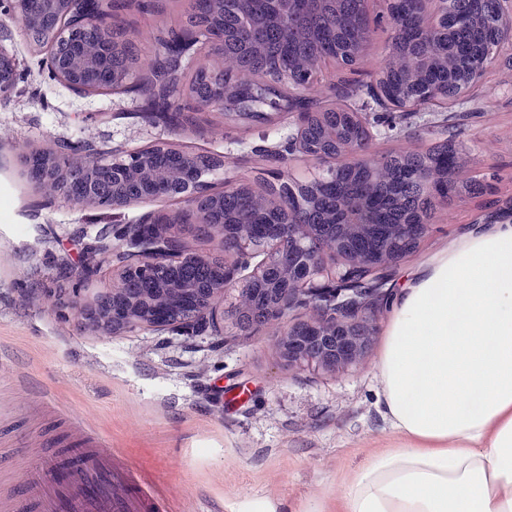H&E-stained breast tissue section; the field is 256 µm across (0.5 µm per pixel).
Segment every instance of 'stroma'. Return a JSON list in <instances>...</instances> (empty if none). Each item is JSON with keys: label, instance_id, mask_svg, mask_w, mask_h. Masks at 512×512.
<instances>
[{"label": "stroma", "instance_id": "obj_1", "mask_svg": "<svg viewBox=\"0 0 512 512\" xmlns=\"http://www.w3.org/2000/svg\"><path fill=\"white\" fill-rule=\"evenodd\" d=\"M167 3L157 0L150 14L119 12L134 33L136 75L154 54V35L170 24ZM384 13V0H372L374 33L356 69L324 66L306 96L324 108L366 106L372 155L427 150L446 139L448 114L457 115L455 143L480 189L438 207L418 249L401 262L403 275L467 226L512 205V45L501 44L482 80L447 107L399 112L357 88L373 82L383 60L391 36ZM0 48L23 67L13 95L0 100V497L43 467L50 441L68 446L94 433L128 470V488L148 486L159 512H341L355 473L402 443L379 396L390 308L380 310L365 357L336 373L281 359L286 327L310 317L302 307L284 322L235 330L223 342L211 331L189 338L81 328L85 292L66 278L64 265L78 262L84 243L114 223L179 205L156 199L116 216L48 200L17 161L24 141L65 140L107 155L170 142L223 160L222 170L206 176L210 186L227 177L256 186L279 171L304 184L325 177V168L299 153L282 160L268 153L294 133L297 113L253 121L216 110L207 125L169 126L145 115L140 94L78 95L53 80L45 51L22 27Z\"/></svg>", "mask_w": 512, "mask_h": 512}]
</instances>
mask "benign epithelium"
<instances>
[{"mask_svg": "<svg viewBox=\"0 0 512 512\" xmlns=\"http://www.w3.org/2000/svg\"><path fill=\"white\" fill-rule=\"evenodd\" d=\"M242 0H186L187 14L210 18ZM436 7L423 14V27L433 29L448 20V0H433ZM91 0H0V41L12 38V24L21 23L32 34L37 46L49 52V68L53 79L77 94L98 90L118 89L133 81L131 73H112L104 70L100 86L86 82L88 70L94 67L92 55L74 37L88 30L99 35V57L123 48L125 37L121 24L112 14L102 15L90 7ZM337 0H304L294 9L296 23L306 24L310 15L336 8ZM224 39L218 32L213 48L206 57L205 70L212 85V95L184 91L188 104L198 110L219 108L229 118H268L288 112L302 102V97L278 98L262 96L252 104L253 112L236 96L233 84L224 76ZM339 64L334 54L325 55L311 69H303L295 78L309 89L322 67ZM20 75L16 57L0 52V99L11 97ZM448 102L432 90L418 101L390 104L398 109L418 112L433 105ZM348 126L368 129L367 118L361 109L344 108L337 112ZM296 133L284 146V151L304 152L328 165L327 179L335 176L333 160L336 153L348 158V163L376 178L373 160L367 154L364 137L350 136L340 146H321L309 150L304 132L311 121L320 116L315 111L298 113ZM164 167L157 168L153 157L138 151L122 158L103 161L81 149L62 151L57 147L42 152L31 160L19 157L22 170L29 181L50 186L52 197L67 201L78 198L80 206L89 209L121 211L144 201L130 193L133 185L157 186L164 180L163 196L177 199L204 215L212 205L226 195H244L254 206L274 214L281 234L270 236L255 224H198L205 236L218 240L224 253L234 255L232 264L223 270L199 298L196 290L173 278L159 290L132 298H120L116 290L99 292L79 308L81 324L105 333H125L138 328L165 331L177 329L196 335L215 327L218 301L252 296L263 287L273 298L268 318L277 321L297 307L309 309L311 318L304 326H291L283 333L280 353L284 361L298 367L327 372L341 371L360 361L374 334V317L387 306L393 295L396 270L407 256L404 244L410 230L423 237L427 225L420 220L412 224L388 227L384 224H358L353 219L339 225L336 239L317 238V227L297 223V212L306 204V196L295 184L281 177L273 183L275 192L226 178L222 188L202 196L197 186L202 177L213 172L197 166L198 156L176 147L163 148ZM182 223L180 214L161 219L147 214L134 224H114L112 233L96 238L83 249L77 264L66 266L69 277L91 282L101 259L112 260L121 279H144L157 268H174L188 257L200 265L212 262L209 253L187 248L177 232Z\"/></svg>", "mask_w": 512, "mask_h": 512, "instance_id": "7a95c632", "label": "benign epithelium"}]
</instances>
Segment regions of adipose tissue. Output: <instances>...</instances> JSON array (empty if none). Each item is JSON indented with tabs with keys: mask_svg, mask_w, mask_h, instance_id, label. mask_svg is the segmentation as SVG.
Listing matches in <instances>:
<instances>
[{
	"mask_svg": "<svg viewBox=\"0 0 512 512\" xmlns=\"http://www.w3.org/2000/svg\"><path fill=\"white\" fill-rule=\"evenodd\" d=\"M391 310L380 402L404 442L355 474L344 512H512V218L417 267Z\"/></svg>",
	"mask_w": 512,
	"mask_h": 512,
	"instance_id": "adipose-tissue-1",
	"label": "adipose tissue"
}]
</instances>
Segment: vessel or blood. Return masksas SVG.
Masks as SVG:
<instances>
[{"label":"vessel or blood","instance_id":"1","mask_svg":"<svg viewBox=\"0 0 512 512\" xmlns=\"http://www.w3.org/2000/svg\"><path fill=\"white\" fill-rule=\"evenodd\" d=\"M50 479L33 478L10 501L11 512H131L113 491L117 475L102 444L74 448L48 463Z\"/></svg>","mask_w":512,"mask_h":512}]
</instances>
